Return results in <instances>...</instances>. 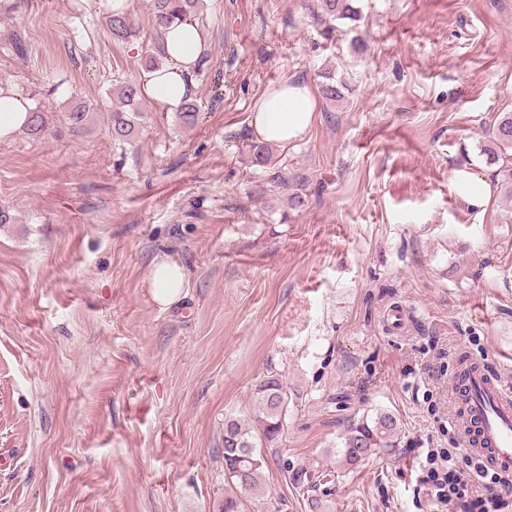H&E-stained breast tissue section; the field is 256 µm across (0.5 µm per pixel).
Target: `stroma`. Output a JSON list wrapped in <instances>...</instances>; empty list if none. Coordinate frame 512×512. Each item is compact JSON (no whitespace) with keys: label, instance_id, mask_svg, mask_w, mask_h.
Listing matches in <instances>:
<instances>
[{"label":"stroma","instance_id":"35a3bbf8","mask_svg":"<svg viewBox=\"0 0 512 512\" xmlns=\"http://www.w3.org/2000/svg\"><path fill=\"white\" fill-rule=\"evenodd\" d=\"M204 3L198 123L151 104L131 146L106 114L79 137L67 114L140 80L149 0H128V42L112 0L0 9V85L49 125L0 141V512H219L224 419L272 371L292 397L281 456L321 463L325 512H430L419 449L468 460L460 357L512 386V224L499 194L476 209L452 188L495 174L478 145L512 111V0H359V21L320 23L316 0ZM327 71L343 101L277 153L304 179L293 209L251 161L248 117ZM169 260L187 284L164 309L148 290ZM379 409L396 445L342 465L348 420ZM262 483L250 512H308L277 464ZM105 22L113 39L117 41H130L131 38L137 36L138 32L126 3H122L119 8H112V12L105 17Z\"/></svg>","mask_w":512,"mask_h":512}]
</instances>
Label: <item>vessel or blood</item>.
I'll use <instances>...</instances> for the list:
<instances>
[{"label":"vessel or blood","instance_id":"1","mask_svg":"<svg viewBox=\"0 0 512 512\" xmlns=\"http://www.w3.org/2000/svg\"><path fill=\"white\" fill-rule=\"evenodd\" d=\"M459 398L466 427L461 444L484 467L512 475V390L490 376L484 366L467 375Z\"/></svg>","mask_w":512,"mask_h":512}]
</instances>
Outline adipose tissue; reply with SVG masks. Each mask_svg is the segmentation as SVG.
Listing matches in <instances>:
<instances>
[{
  "label": "adipose tissue",
  "mask_w": 512,
  "mask_h": 512,
  "mask_svg": "<svg viewBox=\"0 0 512 512\" xmlns=\"http://www.w3.org/2000/svg\"><path fill=\"white\" fill-rule=\"evenodd\" d=\"M205 47V36L196 20L165 29L160 49L165 63L142 74L141 92L169 111H177L192 94L193 74ZM28 100L11 88L0 86V140L11 138L29 121ZM315 112L314 92L302 79H291L266 93L249 121L258 140L286 145L301 139L309 130ZM186 285L181 265L165 262L155 266L151 299L165 307L177 302Z\"/></svg>",
  "instance_id": "obj_1"
}]
</instances>
